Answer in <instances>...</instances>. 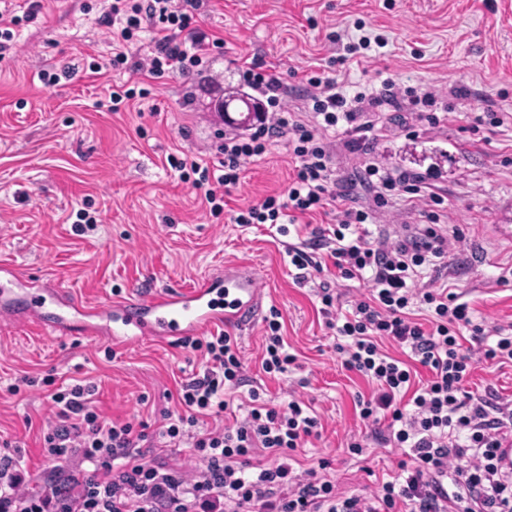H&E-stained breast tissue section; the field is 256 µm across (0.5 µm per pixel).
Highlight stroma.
Wrapping results in <instances>:
<instances>
[{
    "label": "stroma",
    "mask_w": 512,
    "mask_h": 512,
    "mask_svg": "<svg viewBox=\"0 0 512 512\" xmlns=\"http://www.w3.org/2000/svg\"><path fill=\"white\" fill-rule=\"evenodd\" d=\"M97 15V0H47L21 30L13 59L0 62V267L52 280L91 305L187 288L228 262L254 269L264 307L283 314L297 363L270 377L260 362L262 320L233 326L251 385L277 405L293 397L311 403L324 431L305 448L307 460L329 461L327 473L341 491H375L401 451L348 453L349 438L370 433L354 400L371 388L344 368L336 333L319 313L321 283L352 297L358 282L330 272L297 282L280 238L266 225L229 221V211L287 191L294 160L283 145L272 146L225 196L226 213L212 216L167 158L216 164L226 124L208 110L191 74L152 80L147 98L111 111L109 91L127 73L93 75L79 67L82 56L104 62L112 53ZM207 26L224 37L223 49L205 64L208 74L235 86L242 70L260 61L287 84L286 103L296 112L305 109V75L336 55L327 35L337 30L386 42L372 57L337 66L335 77L348 93L374 94L389 81L429 87L451 101L452 112L435 128L408 106L372 109L367 150L344 148L356 129L337 134L336 172L345 179L373 164L422 174L445 195L449 225L463 231L427 279L450 286L488 320L512 322V283L498 281L512 267V124L476 121L485 112L512 113V0H217ZM66 63L77 72L51 87L40 82L44 66ZM80 210L96 219L82 235L72 222ZM107 352L80 335L0 322V435L22 442L34 477L47 467L39 427L51 415L50 387L11 394L20 374L95 385L105 418L153 430L165 413L178 411V384L191 368L185 350L143 340L118 348L115 359Z\"/></svg>",
    "instance_id": "1"
}]
</instances>
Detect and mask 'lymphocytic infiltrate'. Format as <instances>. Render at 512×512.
I'll return each instance as SVG.
<instances>
[{
    "label": "lymphocytic infiltrate",
    "instance_id": "f902f5d3",
    "mask_svg": "<svg viewBox=\"0 0 512 512\" xmlns=\"http://www.w3.org/2000/svg\"><path fill=\"white\" fill-rule=\"evenodd\" d=\"M212 9L211 0H102L97 23L112 39V57L105 64L90 61L88 68H121L150 79L191 74L224 46L202 23ZM145 34L149 49L133 53ZM242 80L264 93L266 119L249 133L225 135L218 166L173 157L168 163L191 170L193 186L217 216L246 165L281 143L296 162L287 193L234 211L231 223L270 224L287 239L291 226L334 211V223L315 224L302 242L287 240L285 252L296 280L332 268L338 278L365 284V293L340 313L334 306L341 293L322 286L321 312L334 319L344 367L372 386L355 406L363 422L387 420L377 440L402 450L397 473L368 495L340 492L312 468L296 474L299 448L319 437L321 426L296 398L275 406L253 389L242 420L203 427V420L226 413L229 395L246 380L240 342L222 330L181 340L202 366L180 382L183 412L166 414L157 436L129 421L102 419L94 386L56 388L49 396L53 419L43 434L51 463L43 484L34 483L11 439L0 440V512H512V468L503 466L500 454L512 437V403L466 387L477 361L512 365V323L488 322L458 294L425 281V271L447 257L461 235L440 223L443 196L422 176L373 165L350 179L349 191L340 190L331 135L339 121L354 122L358 112L336 78L307 75L303 117L283 107L286 87L262 63L243 70ZM360 189L371 207L359 201ZM398 196L418 207L422 223L402 225L391 239L372 238L368 221ZM281 317L273 307L264 318L261 367L268 374L287 373L295 362ZM467 338L479 343V351L465 348ZM386 341L409 350L410 360L385 352ZM420 366L430 377L419 385ZM161 445L186 449L196 463L193 475L158 453Z\"/></svg>",
    "mask_w": 512,
    "mask_h": 512
}]
</instances>
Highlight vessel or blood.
<instances>
[{"label": "vessel or blood", "instance_id": "vessel-or-blood-1", "mask_svg": "<svg viewBox=\"0 0 512 512\" xmlns=\"http://www.w3.org/2000/svg\"><path fill=\"white\" fill-rule=\"evenodd\" d=\"M49 303L62 309L50 322L44 314ZM261 303L254 272L232 265L197 286L113 305L108 322L98 325L84 320V308L71 302L63 288L25 280L11 268L0 275L1 318L39 328L48 325L64 335L84 332L113 345L192 336L218 322L244 321L259 310Z\"/></svg>", "mask_w": 512, "mask_h": 512}]
</instances>
